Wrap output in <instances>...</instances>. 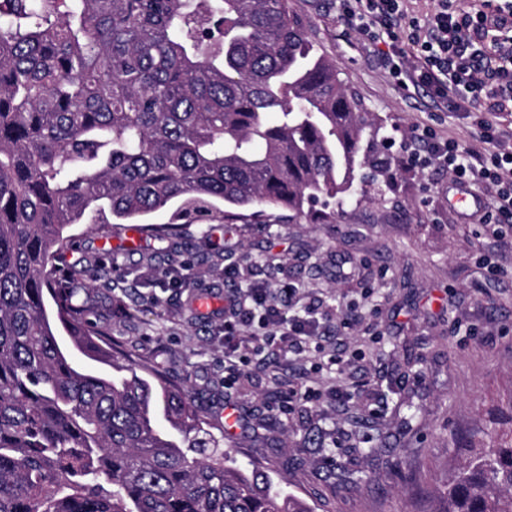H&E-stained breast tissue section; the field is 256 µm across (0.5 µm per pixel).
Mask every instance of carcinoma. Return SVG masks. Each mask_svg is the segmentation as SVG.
Masks as SVG:
<instances>
[{
  "mask_svg": "<svg viewBox=\"0 0 512 512\" xmlns=\"http://www.w3.org/2000/svg\"><path fill=\"white\" fill-rule=\"evenodd\" d=\"M376 130L288 0H0V512H312L226 465L65 257L80 224L339 206ZM470 452L438 512H512V439Z\"/></svg>",
  "mask_w": 512,
  "mask_h": 512,
  "instance_id": "carcinoma-1",
  "label": "carcinoma"
}]
</instances>
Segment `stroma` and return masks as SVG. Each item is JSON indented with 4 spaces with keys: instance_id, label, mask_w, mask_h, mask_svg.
I'll list each match as a JSON object with an SVG mask.
<instances>
[{
    "instance_id": "35a3bbf8",
    "label": "stroma",
    "mask_w": 512,
    "mask_h": 512,
    "mask_svg": "<svg viewBox=\"0 0 512 512\" xmlns=\"http://www.w3.org/2000/svg\"><path fill=\"white\" fill-rule=\"evenodd\" d=\"M289 5L376 116L383 151L400 156L427 128L472 143L471 120L391 78L339 0ZM450 184L445 168L397 165L379 185L356 186L325 221L266 206L184 225L170 250L151 237L126 252L112 235L126 272L101 281L98 312L126 352L190 390L216 430L222 406L233 407L240 429L228 449L238 465L266 467L314 512H433L466 448L512 435V231L494 236L453 205ZM257 283L291 284L296 304L318 302L319 334L299 353L256 356L228 389L223 314L198 318L177 297L200 287L222 300ZM333 354L346 360L342 374L326 364ZM332 376L353 401L325 395L279 411L288 387Z\"/></svg>"
}]
</instances>
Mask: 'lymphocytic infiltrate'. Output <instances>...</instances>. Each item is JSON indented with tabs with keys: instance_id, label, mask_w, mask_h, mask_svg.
I'll list each match as a JSON object with an SVG mask.
<instances>
[{
	"instance_id": "lymphocytic-infiltrate-1",
	"label": "lymphocytic infiltrate",
	"mask_w": 512,
	"mask_h": 512,
	"mask_svg": "<svg viewBox=\"0 0 512 512\" xmlns=\"http://www.w3.org/2000/svg\"><path fill=\"white\" fill-rule=\"evenodd\" d=\"M342 14L372 43L382 44V59L399 84L426 88L436 101L475 115L480 148H458L429 140L432 159L448 168L457 183L478 181L494 203L483 224L512 222V151L500 147L503 134L489 118L512 112V0H472L462 9L440 0L426 21L408 12L407 0H342ZM295 288L279 295L249 291L251 308L234 311L224 321L225 380L234 383L242 367L267 345L290 349L314 339L319 325L314 305L291 313Z\"/></svg>"
}]
</instances>
